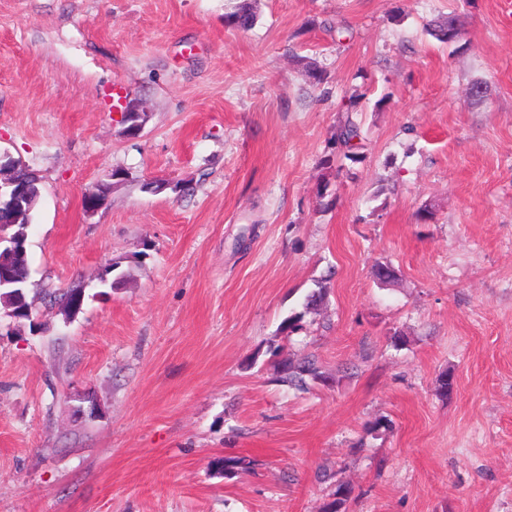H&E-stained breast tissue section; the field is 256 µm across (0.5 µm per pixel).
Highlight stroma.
<instances>
[{"instance_id": "obj_1", "label": "stroma", "mask_w": 512, "mask_h": 512, "mask_svg": "<svg viewBox=\"0 0 512 512\" xmlns=\"http://www.w3.org/2000/svg\"><path fill=\"white\" fill-rule=\"evenodd\" d=\"M237 2L0 0V151L42 188L40 331L0 307V512H323L339 481L345 512H512V0H250L248 30ZM448 13L453 46L424 30ZM356 88L360 163L329 145ZM79 280L63 319L48 293ZM276 349L325 382L280 385ZM318 291L314 292L310 296H308L305 310L300 313H295L293 315L288 316L280 327V332L285 334V336L291 337L292 335L298 333L302 329V322L304 320L305 315L312 309L314 306H317V303L324 300L326 295V290L328 288L326 279L324 281L318 282Z\"/></svg>"}]
</instances>
